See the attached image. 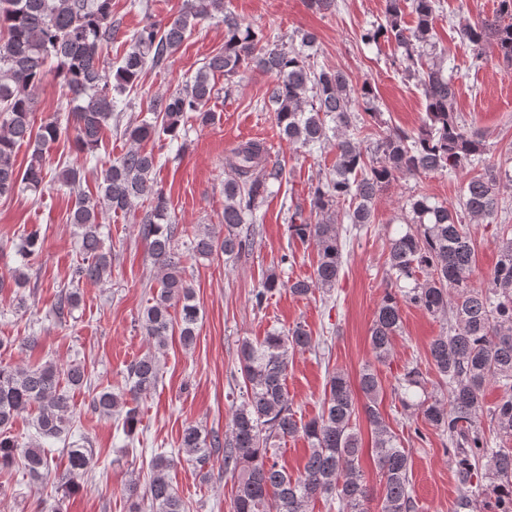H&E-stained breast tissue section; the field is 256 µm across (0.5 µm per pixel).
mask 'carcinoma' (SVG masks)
<instances>
[{
    "mask_svg": "<svg viewBox=\"0 0 512 512\" xmlns=\"http://www.w3.org/2000/svg\"><path fill=\"white\" fill-rule=\"evenodd\" d=\"M410 4L414 26L402 22L404 4ZM440 0H386L385 22L366 30V44L387 42L400 52L399 64L408 76L418 77L425 100V116L415 131L400 128L375 139L374 156L359 141L361 114L374 118L375 90L371 83L359 87L339 69L318 68L306 49L315 37L301 36L299 47L288 50L262 41L255 30L231 12L224 0H189L166 23L150 22L129 36L120 65L112 68L107 49L112 44V0H0V197L15 190L41 191L47 176L46 155L68 131H74L77 154L95 153L102 131L119 117L122 95L138 86L149 68L162 64L187 39L199 20L221 18L224 49L212 55L182 88L155 97L153 121L128 126L123 134L129 149L102 171L96 194H75L70 223L78 229L79 262L71 273V287L62 289L54 305L61 319L79 304L76 286L84 281L104 282L112 276V253L101 238L100 218L105 211L127 212L148 202L142 236L153 263L162 272L152 304L145 308L141 328L150 350L127 369L125 389L103 390L91 407L99 414L123 420L132 431L137 407L130 406L154 389L160 378V358L173 331L170 308L178 305L179 338L193 345L200 309L193 289L183 277L175 244L180 234L168 212V200L158 187L159 158L140 143L162 133L175 140L181 124L191 115L207 124L214 120L209 104L214 97L215 73L230 78L253 65L276 77L269 99L276 105V124L295 148L314 150L336 137V160L328 176L311 190L309 212L297 206L288 214V234L315 244L317 267L312 280L283 281L267 275L253 294L262 308L268 295L286 288L307 297L335 287L344 264L338 216L346 205L348 223H372V203L377 193L398 176H421L480 168L463 186L459 209L433 203L422 195L411 204L412 219L389 243L386 277L401 296L388 291L379 303L370 329L374 363L359 377L364 396L357 405L345 373L329 376L321 413L305 422L295 419L284 381L290 356L312 349V336L301 325L273 329L260 341L245 338L237 358L242 385L231 404L225 435L205 434L198 427L184 428L178 452L203 470L215 454L224 461V473L234 480L229 512H306L321 498L336 512H369L370 489L359 461L363 453L358 421L363 418L374 434L373 453L383 492L380 512H416L410 482L409 451L402 448L381 413L382 384L375 367L393 351L392 341L402 328L401 302L449 321L450 328L428 346L431 365L444 392L429 393L419 367L406 369L393 392L402 407L414 410L424 424L448 436L458 476L472 485L471 495L494 498V512H512V229H502L499 259L482 286L473 283L475 245L469 224H492L500 210V183L512 181V172L486 162L487 147L481 137L465 129L454 109L452 76L445 58L433 56V19ZM461 35L483 60L491 44L503 61L512 63V0H500L499 14L491 24H466ZM56 64L68 92L66 123L58 118L35 124L36 91ZM32 149L25 169L16 164L21 145ZM268 150L258 140L241 141L224 156V235L205 227L187 243L194 256L212 258L221 253L240 255L258 230V211L282 183L285 168L268 167ZM40 232L31 230L13 244L21 267L14 284L28 282L24 268L41 249ZM79 388L88 383L81 366L60 370L52 363L37 367L0 364V468L21 461L33 478L48 480L51 459L39 440H59L68 433L73 414L70 397L58 389L60 379ZM501 390L490 410L494 438L478 427L483 415L485 388ZM37 410L33 425L37 440L19 443L9 430L19 414ZM300 436L308 444L300 474L293 476L278 461L280 442ZM68 477H82L94 466L89 448L66 449ZM485 467L489 484L473 483ZM172 460L152 459L153 476L144 496L149 512H184L182 499L169 477Z\"/></svg>",
    "mask_w": 512,
    "mask_h": 512,
    "instance_id": "1",
    "label": "carcinoma"
}]
</instances>
